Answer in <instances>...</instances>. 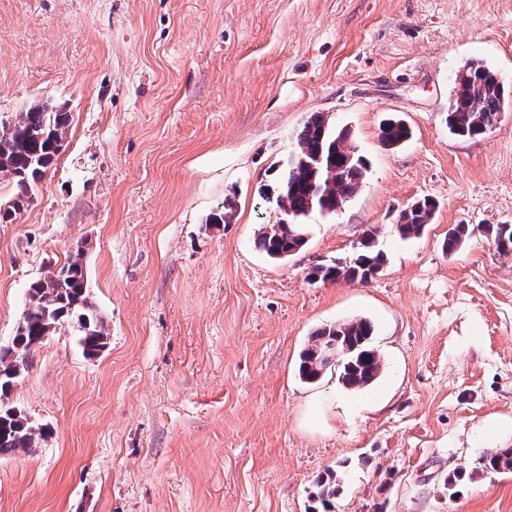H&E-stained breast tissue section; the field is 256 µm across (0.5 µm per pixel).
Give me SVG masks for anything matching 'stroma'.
Returning a JSON list of instances; mask_svg holds the SVG:
<instances>
[{"mask_svg":"<svg viewBox=\"0 0 512 512\" xmlns=\"http://www.w3.org/2000/svg\"><path fill=\"white\" fill-rule=\"evenodd\" d=\"M471 59L512 88V0H0V123L37 100L70 116L0 224V347L80 247L109 334L88 357L66 325L22 370L9 401L44 435L0 456V512H512V472L474 470L512 448V253L486 232L512 224V99L485 135H449ZM314 112L368 171L277 263L253 246L280 217L261 195ZM391 115L412 130L396 150ZM423 197L431 224L400 237ZM457 224L473 234L450 253ZM370 227L379 274L309 281ZM352 318L379 378L302 382L311 333ZM380 138L384 146L397 149L410 138L409 128L400 119H389L380 127Z\"/></svg>","mask_w":512,"mask_h":512,"instance_id":"obj_1","label":"stroma"}]
</instances>
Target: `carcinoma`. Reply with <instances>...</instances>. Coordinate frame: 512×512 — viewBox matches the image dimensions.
Wrapping results in <instances>:
<instances>
[{
    "mask_svg": "<svg viewBox=\"0 0 512 512\" xmlns=\"http://www.w3.org/2000/svg\"><path fill=\"white\" fill-rule=\"evenodd\" d=\"M504 93L491 68L478 59L469 61L455 77L445 118L448 132L459 138L485 134L498 122ZM68 126V113L47 100L32 102L0 126V176L14 180L11 201L0 206L1 224L13 222L32 202V184L43 178L59 156ZM410 136L409 128L399 119H390L380 127L381 141L391 149L403 146ZM365 171V160L356 151L349 132L336 129L325 114L312 113L297 133L293 164L282 166L275 196L282 218L260 225L255 247L272 260H288L307 243L306 217L314 211L333 214L344 208L363 184ZM434 210L435 204L428 198L414 201L401 214L399 234L405 238L418 235L431 223ZM489 232L501 251L512 250V224H499ZM377 235L375 227L365 230L348 253L329 264L313 266L309 277L322 282L367 281L385 263ZM470 236L467 225L457 224L448 229L444 247L452 253ZM72 320L77 324L76 342L82 352L88 357L99 355L107 346L108 336L104 321L89 300L82 248L70 252L61 266L30 283L12 345L0 349V456L29 450L41 434L31 427L21 408L9 403L16 374L26 366L24 361L14 365L12 351L17 345L26 354L35 351ZM373 332L371 322L363 318L316 330L300 355L299 378L315 383L334 366L345 388L361 390L370 386L382 370L380 356L369 346ZM331 343L339 344L342 354L333 362L320 359L321 351ZM478 469L512 472V448H499L480 458ZM336 481L334 472L318 484L316 497L326 507L336 495Z\"/></svg>",
    "mask_w": 512,
    "mask_h": 512,
    "instance_id": "1",
    "label": "carcinoma"
}]
</instances>
